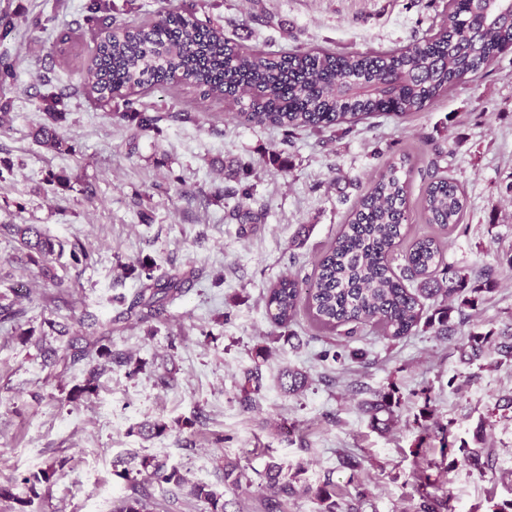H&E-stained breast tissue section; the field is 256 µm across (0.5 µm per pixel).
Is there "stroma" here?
<instances>
[{"label": "stroma", "mask_w": 512, "mask_h": 512, "mask_svg": "<svg viewBox=\"0 0 512 512\" xmlns=\"http://www.w3.org/2000/svg\"><path fill=\"white\" fill-rule=\"evenodd\" d=\"M87 0H0L14 33L0 57L16 64L0 83V484L17 512L22 475L48 467L31 512H112L129 495L113 472L122 458L138 468L153 457L212 485L239 512H259L256 494L269 461L312 487L332 479L336 499L362 498L361 512H411L420 476L451 495L457 512H492L512 500V362L492 351L461 359V336L512 332V52L481 78L402 118L379 116L349 131L279 129L239 122L231 106L173 86L140 94L160 115L136 132L116 103L88 96L83 62L93 42ZM444 0H224L202 21L225 38L280 53L318 46L365 51L422 37ZM39 26H32V19ZM61 97L57 131L67 150L34 139L46 124L44 96ZM439 173L466 193L462 224L444 247L448 265L494 267L495 289L448 335L418 326L390 341L371 327L351 336L322 332L306 313L287 327L266 318L267 288L285 275L310 274L381 165L410 170L408 237L433 233L417 214L421 171L434 147ZM279 161H271L272 152ZM70 180L63 189L49 174ZM260 215L244 224L234 207L242 187ZM34 224L92 256L75 264L51 256L53 277L29 263L8 225ZM154 276L190 273L182 296L160 319L132 325L123 300L139 291L141 262ZM111 322V361L90 379L72 347L93 343L88 325ZM56 329H49V322ZM341 359H332V352ZM308 375L285 392L286 370ZM260 390L247 399L249 372ZM90 393L70 401L74 388ZM395 391L391 430L373 427L362 401ZM167 423L144 438L145 421ZM450 427L456 441L489 453L483 469L442 459L430 432ZM239 460L240 486L224 482V459Z\"/></svg>", "instance_id": "35a3bbf8"}]
</instances>
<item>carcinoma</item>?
I'll list each match as a JSON object with an SVG mask.
<instances>
[{
  "instance_id": "cac0c4a2",
  "label": "carcinoma",
  "mask_w": 512,
  "mask_h": 512,
  "mask_svg": "<svg viewBox=\"0 0 512 512\" xmlns=\"http://www.w3.org/2000/svg\"><path fill=\"white\" fill-rule=\"evenodd\" d=\"M198 7L200 4L191 0L144 22L114 25L112 31L96 39L94 52L84 66L85 92L121 100L124 111L119 117L134 123L139 132L154 127L159 116L133 95L176 83L194 88L204 99H224L238 108L236 116L242 123L277 128L288 135L298 129L352 127L373 116L404 117L420 112L459 83L479 77L500 55L512 51L511 22L489 20L475 28L468 22L473 12L497 10L498 5L488 0H445L443 10L422 38L385 50L342 54L320 47L274 54L237 44L198 19ZM86 9L88 21L99 24L105 22L104 13L110 6L107 0H88ZM44 104L50 124L38 130L39 142L60 151L65 141L55 124L65 113L57 111V100ZM406 176L402 162L378 169L312 272L302 279L282 277L267 288L266 316L272 325L287 326L302 308L315 326L330 332L348 325L350 335L359 326L370 324L380 335L395 340L411 334L423 321L440 335L448 332L453 311L448 300L459 298L462 305L474 308L477 294L492 291L493 283L472 287L465 270L444 266V244L435 235L414 239L404 251L400 271H395L392 256L404 239V226L410 217ZM249 199L251 191L245 187L236 205L237 216L244 223L257 220V214L246 206ZM419 208L425 223L452 233L464 215L463 188L452 177L434 176L424 187ZM16 233L28 260L48 269L53 242L34 225L19 226ZM146 280L123 314L136 324L155 317L160 300L181 293L185 284L178 274L156 278L149 268ZM437 297L441 301L435 312L423 317L422 300ZM487 348L511 360L512 335L471 332L461 352L471 361ZM103 357H112L106 345L75 347L72 352L73 361L92 363L91 375L98 370L93 361ZM397 405L391 391L363 402L361 410L372 423L386 426L397 418ZM439 432L441 456L457 450L463 461L482 467V449L464 444L457 447L449 440V430L441 428ZM141 467L146 481L186 487L189 496L207 504L209 512H227L228 501L223 495L208 484L191 482L181 469L155 458L143 459ZM54 473L49 467L23 478V483L37 497V484L49 482ZM243 477L240 462H224V481L238 486ZM265 479V495L259 502L263 512H288V500L301 492L314 493L323 506L320 512H358L352 504L342 509L329 482L315 489H297L296 477H288L274 461L267 463ZM433 486L428 476L418 485V512H456L450 497L428 491ZM147 499L146 490L136 488L113 506V512H149Z\"/></svg>"
}]
</instances>
